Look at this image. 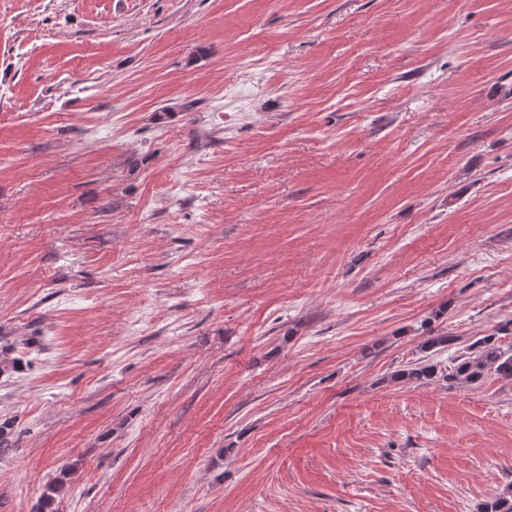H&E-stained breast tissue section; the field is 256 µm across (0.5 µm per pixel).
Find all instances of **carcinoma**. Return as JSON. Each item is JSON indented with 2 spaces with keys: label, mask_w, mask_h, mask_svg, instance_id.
<instances>
[{
  "label": "carcinoma",
  "mask_w": 512,
  "mask_h": 512,
  "mask_svg": "<svg viewBox=\"0 0 512 512\" xmlns=\"http://www.w3.org/2000/svg\"><path fill=\"white\" fill-rule=\"evenodd\" d=\"M492 372L498 377L512 380V352L501 348L495 336H484L476 342V350L452 360L448 369V380L457 384L470 385L480 381ZM436 366L417 363L398 374L402 380H421L434 376ZM479 512H512V491L497 495L483 504Z\"/></svg>",
  "instance_id": "obj_1"
}]
</instances>
